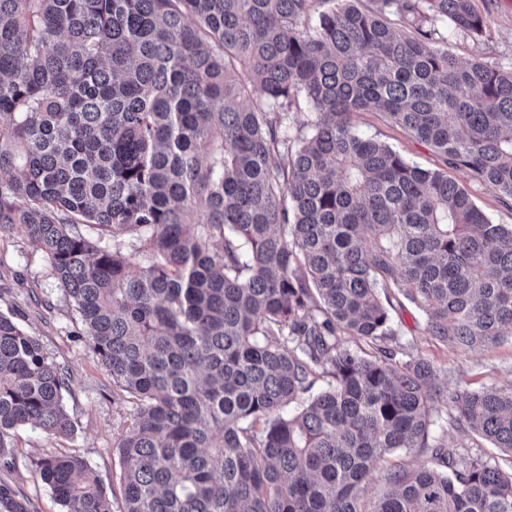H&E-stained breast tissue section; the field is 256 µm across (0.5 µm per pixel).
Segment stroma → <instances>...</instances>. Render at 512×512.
<instances>
[{
	"label": "stroma",
	"instance_id": "stroma-1",
	"mask_svg": "<svg viewBox=\"0 0 512 512\" xmlns=\"http://www.w3.org/2000/svg\"><path fill=\"white\" fill-rule=\"evenodd\" d=\"M473 4L487 20L484 34L449 33V51L463 63L483 60L512 65V0H473ZM356 123L360 133L386 142L419 166L441 168L440 158L431 149L388 125L380 113H358ZM448 176L466 185L492 223L512 225V201L503 202L493 186L468 181L454 169ZM0 311L14 313L16 321L39 337L55 361L70 368L72 383L65 402L77 421L75 433L66 437H49L29 427L14 429L10 446L16 466L10 469L0 462V482L15 486L25 496L29 512H60L52 491L30 470L28 460L36 454L76 455L103 479L112 512H124L116 441L131 424L132 403L79 340L78 312L57 288L45 255L18 228L0 233ZM396 320L400 338H415L419 352L434 363L439 380L452 374L473 387L512 382L511 341L479 352L453 350L426 335L416 310L403 311Z\"/></svg>",
	"mask_w": 512,
	"mask_h": 512
}]
</instances>
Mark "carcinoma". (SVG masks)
Wrapping results in <instances>:
<instances>
[{
    "instance_id": "1",
    "label": "carcinoma",
    "mask_w": 512,
    "mask_h": 512,
    "mask_svg": "<svg viewBox=\"0 0 512 512\" xmlns=\"http://www.w3.org/2000/svg\"><path fill=\"white\" fill-rule=\"evenodd\" d=\"M439 21L487 26L473 0H0V231L132 399L124 512H512V470L448 438L512 455V383L439 382L393 316L502 343L512 225L355 125L380 112L512 200V66L459 62ZM70 380L0 312V459L20 426L75 432ZM30 466L63 512H112L85 460ZM0 512L26 501L0 485Z\"/></svg>"
}]
</instances>
